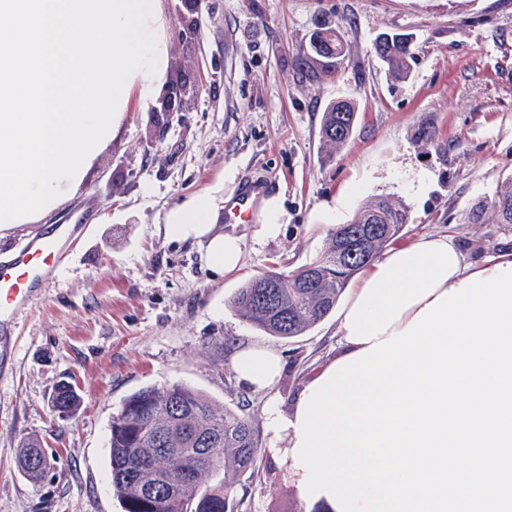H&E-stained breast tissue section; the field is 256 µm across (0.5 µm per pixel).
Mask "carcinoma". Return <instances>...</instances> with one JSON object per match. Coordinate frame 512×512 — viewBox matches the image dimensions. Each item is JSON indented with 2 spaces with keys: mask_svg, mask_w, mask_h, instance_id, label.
<instances>
[{
  "mask_svg": "<svg viewBox=\"0 0 512 512\" xmlns=\"http://www.w3.org/2000/svg\"><path fill=\"white\" fill-rule=\"evenodd\" d=\"M313 52L326 59L342 56L331 29L315 34ZM374 51L389 74H408L410 45L400 35H383ZM357 112L349 100H338L324 113L322 137L337 145L348 139ZM498 224H512V183L490 205L479 204L467 221L479 224L485 210ZM409 221L408 209L379 197L348 224L329 234L322 255L298 270H268L251 277L233 296L232 307L256 329L275 337L301 336L336 307L351 278L375 261L383 246ZM58 411L72 413L79 404L74 387L56 389ZM112 493L124 512H229L238 477L256 466L258 440L244 406L220 407L200 392L180 383L141 388L128 395L112 416L110 426ZM162 470L169 484L180 487L176 497L157 487L145 497L148 477Z\"/></svg>",
  "mask_w": 512,
  "mask_h": 512,
  "instance_id": "1",
  "label": "carcinoma"
}]
</instances>
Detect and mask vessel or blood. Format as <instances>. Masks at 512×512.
Here are the masks:
<instances>
[{"label":"vessel or blood","instance_id":"vessel-or-blood-1","mask_svg":"<svg viewBox=\"0 0 512 512\" xmlns=\"http://www.w3.org/2000/svg\"><path fill=\"white\" fill-rule=\"evenodd\" d=\"M258 192V186H243L224 208L225 223L248 221ZM80 230L77 224L56 225L53 231L35 236L23 247L11 250L6 259H0V340L10 341L21 313L55 268L62 246Z\"/></svg>","mask_w":512,"mask_h":512}]
</instances>
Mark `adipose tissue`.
Segmentation results:
<instances>
[{"mask_svg": "<svg viewBox=\"0 0 512 512\" xmlns=\"http://www.w3.org/2000/svg\"><path fill=\"white\" fill-rule=\"evenodd\" d=\"M164 232L173 240L203 245L204 265L213 274L222 276L240 265L241 242L218 227L210 194L192 195L172 207ZM507 262L512 263V250L480 263L466 262L461 244L445 235H423L391 249L360 271L339 311V358L404 330L439 294L476 272ZM232 366L237 377L256 391L271 388L283 369L278 352L263 345L239 348Z\"/></svg>", "mask_w": 512, "mask_h": 512, "instance_id": "1", "label": "adipose tissue"}]
</instances>
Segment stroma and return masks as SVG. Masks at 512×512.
Wrapping results in <instances>:
<instances>
[{"label": "stroma", "instance_id": "35a3bbf8", "mask_svg": "<svg viewBox=\"0 0 512 512\" xmlns=\"http://www.w3.org/2000/svg\"><path fill=\"white\" fill-rule=\"evenodd\" d=\"M159 8L170 61L153 103L131 100L79 191L40 222L0 234L2 256L96 201L20 317L0 377V512H123L110 486L112 416L130 393L167 381L220 406L246 403L259 458L235 488L238 512H312L269 448L267 408L288 411L335 357L336 318L273 337L232 308L237 289L270 267L311 262L332 228L380 196L409 209L399 243L445 234L471 261L512 248V224L466 221L512 180V0H201L195 38L182 33V0ZM323 28L339 35V60L312 53ZM386 33L410 42L406 78L389 76L374 52ZM172 84L195 93L181 111H156ZM339 99L354 103L357 122L329 148L322 119ZM247 181L263 186L255 208L279 202L283 231L263 238L258 215L225 225L243 241V265L217 278L199 245L165 236L164 217L199 192L224 204ZM245 344L282 355L270 391L237 382L231 359ZM64 380L80 397L66 420L53 401ZM30 439L51 464L38 482L19 463Z\"/></svg>", "mask_w": 512, "mask_h": 512}]
</instances>
